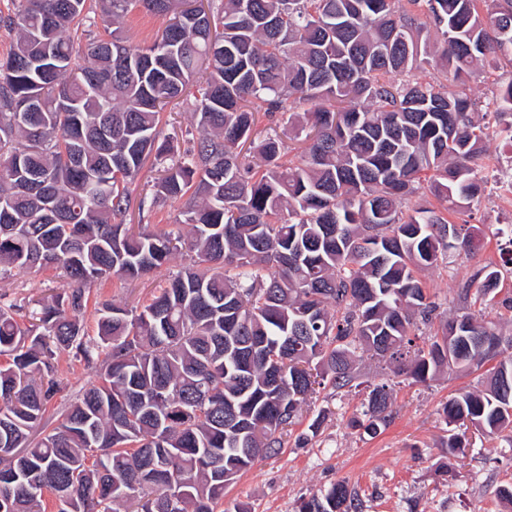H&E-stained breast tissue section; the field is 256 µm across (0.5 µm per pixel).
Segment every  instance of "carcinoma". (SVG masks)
<instances>
[{"label":"carcinoma","mask_w":512,"mask_h":512,"mask_svg":"<svg viewBox=\"0 0 512 512\" xmlns=\"http://www.w3.org/2000/svg\"><path fill=\"white\" fill-rule=\"evenodd\" d=\"M191 2L12 0L0 12L14 37L0 57V273L51 269L72 285L0 301V471L13 476L0 512H46L48 493L56 512H217L283 447L315 386H352L357 349L416 382L512 349L474 313L421 346L413 333L438 309L420 273L456 243L482 246L444 213L480 193L487 142L512 138V123L473 120L469 86L479 67L512 65V0H206L204 27L186 22ZM135 10L167 18L139 47L122 27ZM97 15L106 38L92 34ZM431 59L450 82L408 77ZM181 97L191 124L164 136ZM32 98L43 108L18 111ZM486 111L512 112V82ZM147 164L159 177L138 193ZM424 182L444 211L410 205ZM135 192L142 213L185 200L187 230L133 231ZM182 254L190 263L140 312L97 304L87 338V286ZM480 274L470 285L486 296L501 274ZM60 351L98 381L50 429ZM393 393L373 387L351 426L386 427ZM443 414L450 456L467 447L455 425L512 443V356ZM355 497L338 483L299 512H352Z\"/></svg>","instance_id":"obj_1"}]
</instances>
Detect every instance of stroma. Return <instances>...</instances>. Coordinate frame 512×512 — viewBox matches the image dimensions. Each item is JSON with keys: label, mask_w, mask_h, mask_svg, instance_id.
Segmentation results:
<instances>
[{"label": "stroma", "mask_w": 512, "mask_h": 512, "mask_svg": "<svg viewBox=\"0 0 512 512\" xmlns=\"http://www.w3.org/2000/svg\"><path fill=\"white\" fill-rule=\"evenodd\" d=\"M450 221L479 226L484 246L475 254L449 249L436 268L422 278L438 303L439 319L480 312L505 336H512V267L501 259L512 251L495 229L512 222V197L483 190L469 209L450 214ZM501 264V279L493 300L479 305L466 286L487 263ZM164 282L150 276L135 283L110 278L90 287L91 298L126 307L142 305ZM67 283L51 271H12L0 276V296L23 301L47 292H60ZM63 387L49 405L58 418L70 402L97 380L94 369L61 353L56 363ZM358 386L320 390L302 419L292 427L280 453L259 461L224 492L225 508L241 505L248 512H298L303 499L337 483L354 489L359 512H512L499 494L512 484V443L468 430L463 453L449 456L442 443L449 427L442 412L450 398L465 388H478L479 374L441 370L424 383L413 381L394 366L369 354L357 357ZM386 381L395 389L389 425L369 437L349 421L361 415L366 386ZM325 411L316 436L308 425L314 413Z\"/></svg>", "instance_id": "obj_1"}]
</instances>
